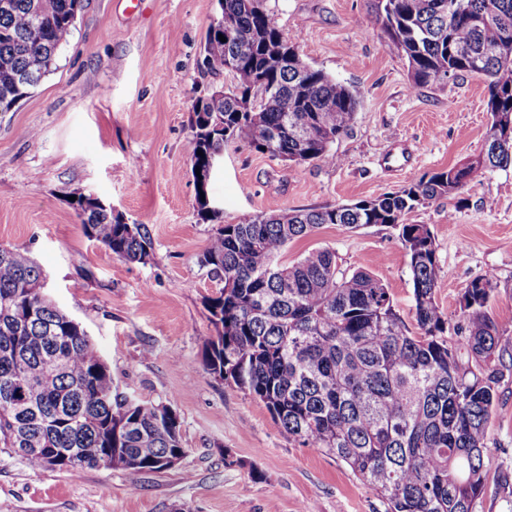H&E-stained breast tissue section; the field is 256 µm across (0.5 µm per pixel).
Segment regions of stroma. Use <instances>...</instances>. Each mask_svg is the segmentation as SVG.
Segmentation results:
<instances>
[{
    "mask_svg": "<svg viewBox=\"0 0 512 512\" xmlns=\"http://www.w3.org/2000/svg\"><path fill=\"white\" fill-rule=\"evenodd\" d=\"M265 5L303 60L348 85L360 107L332 146L338 165L296 166L245 142L228 147L208 186L224 223L374 198L482 151L484 78L463 74L412 89L374 0ZM215 11L216 0H87L55 70L14 111L0 113V246L31 253L47 294L88 332L117 392L176 409L187 450L160 473L91 469L75 477L32 470L0 450V512H384L343 462L289 438L262 402L203 369V343L214 333L206 301L220 281L201 262L216 225L196 207L190 106L204 84L236 82L201 68ZM77 190L142 225L151 240L146 262L125 261L87 237L68 203ZM406 221L434 235L436 300L451 320L468 283L489 274L497 287L488 310L512 335V165L430 200ZM319 247L335 250L343 269L379 278L412 320L397 229L325 224L290 242L283 260ZM503 362L486 489L473 512H512V350Z\"/></svg>",
    "mask_w": 512,
    "mask_h": 512,
    "instance_id": "stroma-1",
    "label": "stroma"
}]
</instances>
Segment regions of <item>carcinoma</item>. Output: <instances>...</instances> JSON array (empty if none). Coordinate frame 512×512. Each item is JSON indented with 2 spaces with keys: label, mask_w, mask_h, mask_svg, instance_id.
Instances as JSON below:
<instances>
[{
  "label": "carcinoma",
  "mask_w": 512,
  "mask_h": 512,
  "mask_svg": "<svg viewBox=\"0 0 512 512\" xmlns=\"http://www.w3.org/2000/svg\"><path fill=\"white\" fill-rule=\"evenodd\" d=\"M0 0V112L29 97L55 65L85 0ZM236 26L229 46L207 29L203 66L212 76L226 60L250 82L224 100H199L190 160L236 141L296 164H337L334 142L359 108L345 84L294 62L265 0H218ZM377 20L408 62L414 89L476 74L488 87L484 151L461 166L423 175L396 192L322 209H281L219 225L201 262L224 282L208 301L215 335L203 369L262 402L288 436L321 448L367 484L385 512H473L483 493L488 425L505 335L487 312L496 288L489 275L465 289L461 319L451 323L435 294L440 281L433 233L405 216L452 196L475 175L512 164V0H377ZM288 66L269 64L275 51ZM71 202L85 234L117 257L143 263L151 242L142 228ZM323 224L399 229L413 283L415 328L396 311L389 289L366 271L340 268L336 252L315 248L288 264V243ZM43 270L26 250L0 248V447L42 449L21 459L33 470L70 474L112 467L162 472L186 455L180 423L161 405L112 390V375L80 324L41 299Z\"/></svg>",
  "instance_id": "1"
}]
</instances>
